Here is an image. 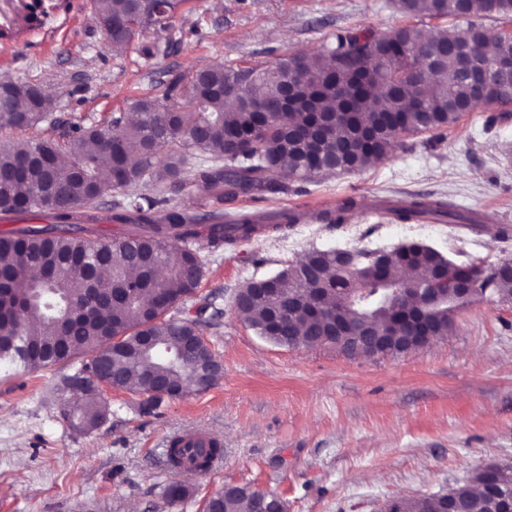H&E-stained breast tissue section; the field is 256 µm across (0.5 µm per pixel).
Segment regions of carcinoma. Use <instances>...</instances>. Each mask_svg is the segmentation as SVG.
I'll return each instance as SVG.
<instances>
[{
	"label": "carcinoma",
	"mask_w": 512,
	"mask_h": 512,
	"mask_svg": "<svg viewBox=\"0 0 512 512\" xmlns=\"http://www.w3.org/2000/svg\"><path fill=\"white\" fill-rule=\"evenodd\" d=\"M181 0H155L143 13L131 0H89L100 29L116 19L128 25L126 36L107 42L121 51L143 31L172 30ZM12 16L5 30L44 23L55 0H8ZM407 17L430 19L512 17V0H395ZM486 29L471 24L467 36L453 28H396L380 40L373 31L340 30L321 49L290 54L275 67L276 77L256 69L207 66L179 75L160 96H142L131 103L130 121L114 113L101 123L77 118L68 124L56 113L61 98L27 80L0 83L14 111L0 112V131H23L45 122L63 127L62 137L32 139L22 145L0 141V215L49 212L54 222L26 226L0 235V368L14 373L54 366L67 367L60 416L71 427L90 431L107 419L110 406L88 387L107 380L112 387H144L149 413L171 399L151 394L155 377L166 379L184 397L195 391L192 366L176 359L182 336L218 324L223 309L217 298L197 299L210 254L194 247L199 239L218 250L231 248L266 229L298 224L302 215L286 209L271 213L274 224H259L237 212L227 224H200L174 203L194 170L195 179L219 202L238 197L263 198L307 183L321 175L352 172L385 158L405 140L431 134L433 145L464 113L481 106L512 102V81L479 89L469 73L486 59L474 52ZM177 42L143 44L150 60L171 51ZM435 52L433 83L420 85L424 65L420 52ZM295 85V105L286 112H262L257 103L275 85ZM398 86L396 92L384 83ZM202 162L190 166L196 153ZM122 181L104 179L103 171ZM153 192L112 202V220L125 225L120 235L99 233L90 214L94 204L133 186ZM357 202L346 198L317 219L344 224ZM401 222L434 219L453 224L462 217L443 200L411 197L388 210ZM368 248L312 249L310 263L289 265L276 274L275 292L249 298L239 288L233 308L259 336L284 345L322 346L323 337L344 324L332 346L347 357L365 356L358 342L364 322L388 324L395 310L415 320L426 316L435 339L454 329V308L485 299L512 304V277L477 264H456L423 241L388 250L387 279L379 277ZM99 291L89 292L91 274ZM431 273L432 279H405L407 270ZM463 277L477 288L468 301L454 284ZM198 301L196 317L186 307ZM167 465L179 474L187 468L206 474L224 456V448H182L175 440L167 449ZM451 491L462 512H508L512 508V466L494 464L492 471L473 469L469 479ZM171 503L190 498L181 482L164 486ZM261 492L235 485L209 498L203 512H257ZM380 512H442L435 494L385 500Z\"/></svg>",
	"instance_id": "1"
}]
</instances>
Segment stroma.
<instances>
[{"label": "stroma", "instance_id": "stroma-1", "mask_svg": "<svg viewBox=\"0 0 512 512\" xmlns=\"http://www.w3.org/2000/svg\"><path fill=\"white\" fill-rule=\"evenodd\" d=\"M410 22L512 32L504 17L410 20L394 0H185L174 21L180 44L147 62L137 45L108 49L85 0H61L42 25L0 38V71L57 92L62 118L91 122L204 66L270 70L289 54L321 48L338 30L385 34ZM414 195L450 202L478 223H401L380 208ZM347 197L358 203L347 223L317 220L318 210ZM181 202L197 215L283 208L304 215L287 230L219 251L206 268L197 294L218 295L224 315L203 334L223 361V378L151 414L141 412L139 391L105 389L111 413L84 433L58 417L71 396L65 368L0 374V512H203L204 500L229 484L274 493L287 512H377L393 497L447 492L478 464L512 465V305L459 308L445 339L400 357L353 359L330 346L271 343L232 304L246 282L315 248L420 240L459 264L512 258V103L465 113L436 147H398L363 170L301 189L220 203L194 181ZM185 429L223 439L224 457L211 472L168 470L166 445ZM174 479L192 499L163 497L161 483Z\"/></svg>", "mask_w": 512, "mask_h": 512}]
</instances>
